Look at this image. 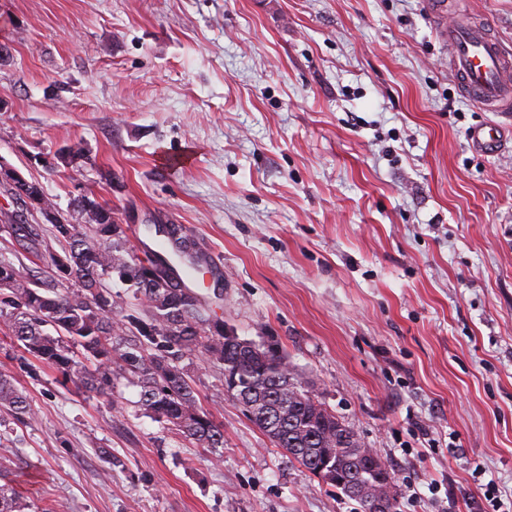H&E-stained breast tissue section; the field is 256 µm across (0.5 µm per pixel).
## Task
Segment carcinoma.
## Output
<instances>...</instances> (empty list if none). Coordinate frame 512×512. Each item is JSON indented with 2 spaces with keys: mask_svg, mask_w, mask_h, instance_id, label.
<instances>
[{
  "mask_svg": "<svg viewBox=\"0 0 512 512\" xmlns=\"http://www.w3.org/2000/svg\"><path fill=\"white\" fill-rule=\"evenodd\" d=\"M55 209V237L63 251L48 249L34 208V223L13 212L3 214V227L26 252L49 258L45 270L24 272L0 261V279L8 292L0 294V325L27 354L56 368L70 382L105 395L112 377L129 374L142 388L141 406L202 448L224 447V430L198 402L195 389L176 365L186 354L207 353L224 365L227 392L247 417L288 456L316 478L347 494L346 486H375L393 479L377 452L357 453L364 442L336 412L316 400L301 374L283 352L237 339L224 347V321L206 317L196 294L183 288L167 296L141 273L143 264L126 258L124 229L112 223V207L86 194L72 198L68 213ZM115 273L148 304L145 318L117 314L112 293L101 280ZM0 406L23 421L32 418L27 398L0 377ZM29 504L8 485H0V512H27Z\"/></svg>",
  "mask_w": 512,
  "mask_h": 512,
  "instance_id": "cac0c4a2",
  "label": "carcinoma"
}]
</instances>
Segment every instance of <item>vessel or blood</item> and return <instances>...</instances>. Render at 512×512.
<instances>
[{"label": "vessel or blood", "mask_w": 512, "mask_h": 512, "mask_svg": "<svg viewBox=\"0 0 512 512\" xmlns=\"http://www.w3.org/2000/svg\"><path fill=\"white\" fill-rule=\"evenodd\" d=\"M448 67L460 94L488 112H512V54L502 47L486 22H459L445 31ZM470 141L476 149L496 153L506 144L498 124L473 129Z\"/></svg>", "instance_id": "obj_1"}]
</instances>
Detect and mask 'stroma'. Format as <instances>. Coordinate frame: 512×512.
I'll return each instance as SVG.
<instances>
[{"label":"stroma","instance_id":"stroma-1","mask_svg":"<svg viewBox=\"0 0 512 512\" xmlns=\"http://www.w3.org/2000/svg\"><path fill=\"white\" fill-rule=\"evenodd\" d=\"M467 18L512 52V0H0V160L59 211L107 202L131 258L186 225L211 265L187 287L283 351L389 466L398 512L512 503V140L469 138L512 115L458 91L441 29ZM179 365L220 454L130 379L86 393L0 331L34 414L0 406V485L35 512H357L222 364ZM470 141L479 151L492 154L501 151L505 146L506 135L499 124L482 125L473 129Z\"/></svg>","mask_w":512,"mask_h":512}]
</instances>
